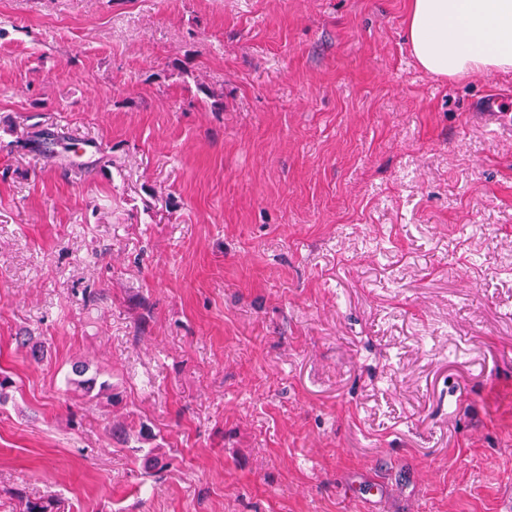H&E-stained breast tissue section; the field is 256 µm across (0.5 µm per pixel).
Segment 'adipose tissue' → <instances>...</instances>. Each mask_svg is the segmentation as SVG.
I'll return each instance as SVG.
<instances>
[{
	"mask_svg": "<svg viewBox=\"0 0 512 512\" xmlns=\"http://www.w3.org/2000/svg\"><path fill=\"white\" fill-rule=\"evenodd\" d=\"M405 38L435 77L512 71V0H410Z\"/></svg>",
	"mask_w": 512,
	"mask_h": 512,
	"instance_id": "1",
	"label": "adipose tissue"
}]
</instances>
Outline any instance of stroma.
Segmentation results:
<instances>
[{
    "label": "stroma",
    "mask_w": 512,
    "mask_h": 512,
    "mask_svg": "<svg viewBox=\"0 0 512 512\" xmlns=\"http://www.w3.org/2000/svg\"><path fill=\"white\" fill-rule=\"evenodd\" d=\"M407 5L0 0V512H512V73ZM68 385L73 391L81 392L83 396L90 399H105L112 404V400L116 398L112 383L100 379V374L97 371H92L86 361H78L72 364Z\"/></svg>",
    "instance_id": "35a3bbf8"
}]
</instances>
